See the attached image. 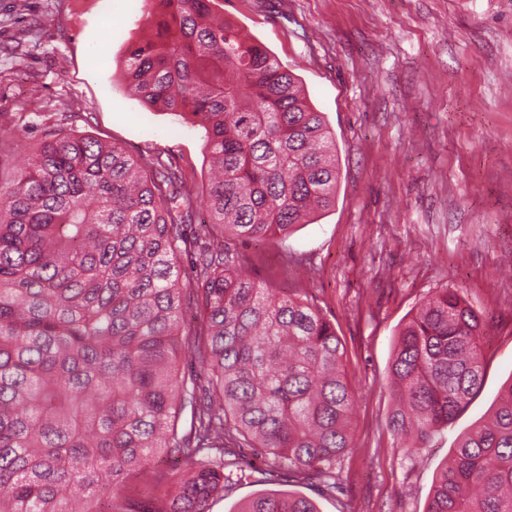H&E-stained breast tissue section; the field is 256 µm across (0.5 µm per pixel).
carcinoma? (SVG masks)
Masks as SVG:
<instances>
[{"mask_svg":"<svg viewBox=\"0 0 512 512\" xmlns=\"http://www.w3.org/2000/svg\"><path fill=\"white\" fill-rule=\"evenodd\" d=\"M160 2L154 35L128 48L124 80L205 131L209 221L195 278L182 281L178 256L197 203L175 171L56 131L0 183V512H206L230 476L250 477L231 444L332 491L352 451L355 387L333 324L308 298L246 275L231 247L286 240L332 207L336 144L298 78L224 20L219 0ZM481 338L480 315L448 287L399 330L389 425L409 455L480 391ZM185 357L208 377L200 397ZM168 453L184 461L174 491L124 490ZM239 512L318 510L276 491ZM425 512H512V383L457 438Z\"/></svg>","mask_w":512,"mask_h":512,"instance_id":"1","label":"carcinoma"}]
</instances>
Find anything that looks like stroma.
<instances>
[{
  "label": "stroma",
  "mask_w": 512,
  "mask_h": 512,
  "mask_svg": "<svg viewBox=\"0 0 512 512\" xmlns=\"http://www.w3.org/2000/svg\"><path fill=\"white\" fill-rule=\"evenodd\" d=\"M224 16L299 79L336 142L334 207L287 240L242 244L251 278L308 295L336 328L356 387L342 489L257 473L207 512L295 491L318 512H424L458 436L512 378V0H224ZM151 0H0V178L46 133L86 132L160 159L202 198L205 132L122 79ZM482 319L479 393L417 456L389 427L396 335L436 289Z\"/></svg>",
  "instance_id": "stroma-1"
}]
</instances>
